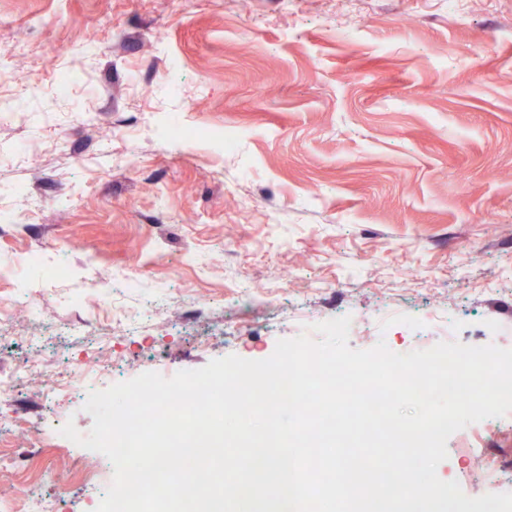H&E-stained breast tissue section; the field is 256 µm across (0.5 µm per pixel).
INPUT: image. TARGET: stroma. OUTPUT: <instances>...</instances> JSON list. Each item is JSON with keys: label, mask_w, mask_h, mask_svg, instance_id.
I'll list each match as a JSON object with an SVG mask.
<instances>
[{"label": "stroma", "mask_w": 512, "mask_h": 512, "mask_svg": "<svg viewBox=\"0 0 512 512\" xmlns=\"http://www.w3.org/2000/svg\"><path fill=\"white\" fill-rule=\"evenodd\" d=\"M3 51L0 372H46L0 427V454L26 462L0 493L24 476L94 512L76 473L110 486L106 456L42 422L61 355L110 361L100 391L263 360L339 314L358 350L512 349V0H0ZM21 185L45 209L23 211ZM134 270L133 291L98 285ZM287 273L278 299L241 302ZM22 290L42 322L9 306ZM147 299L161 309L140 325ZM447 451L437 474L465 495L492 471L512 492V420Z\"/></svg>", "instance_id": "stroma-1"}]
</instances>
